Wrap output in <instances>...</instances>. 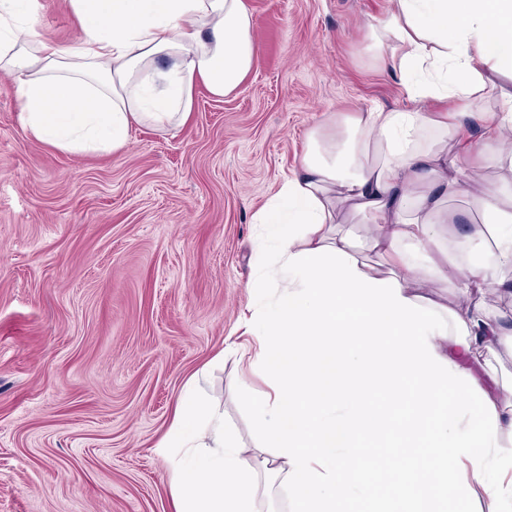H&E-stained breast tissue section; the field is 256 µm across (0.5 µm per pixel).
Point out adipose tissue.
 <instances>
[{
	"label": "adipose tissue",
	"mask_w": 512,
	"mask_h": 512,
	"mask_svg": "<svg viewBox=\"0 0 512 512\" xmlns=\"http://www.w3.org/2000/svg\"><path fill=\"white\" fill-rule=\"evenodd\" d=\"M79 36L41 40L38 0H0V71L18 84L21 120L70 154L122 149L131 127L185 124L197 85L224 97L258 65L246 0H70ZM364 51L396 75L412 106H373L313 127L298 170L254 216L269 230L250 285L275 288L252 315L273 363V396L255 402L265 447L288 463L295 512H512V381L495 377L512 329L490 320L487 288L512 268V0H391ZM429 99L452 113L428 112ZM455 150H448V143ZM499 168L486 185L461 161ZM478 188L485 220L464 243L448 307L424 289L447 278V201ZM379 223L357 250L341 216ZM403 399L395 419L373 389ZM156 452L171 462L170 512H253L261 461L241 456L197 379L185 385Z\"/></svg>",
	"instance_id": "1"
}]
</instances>
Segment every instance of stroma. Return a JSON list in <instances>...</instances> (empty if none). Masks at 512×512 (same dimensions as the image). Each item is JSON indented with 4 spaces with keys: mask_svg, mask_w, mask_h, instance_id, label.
Masks as SVG:
<instances>
[{
    "mask_svg": "<svg viewBox=\"0 0 512 512\" xmlns=\"http://www.w3.org/2000/svg\"><path fill=\"white\" fill-rule=\"evenodd\" d=\"M36 31L76 36L69 0H39ZM259 62L233 94L197 86L180 128L130 131L73 155L23 129L0 74V512H166L154 450L198 376L244 454L262 363L230 348L259 304L248 283L255 212L332 115L406 105L363 52L390 0H247ZM224 361H216L218 352ZM254 512H292L285 474L259 476Z\"/></svg>",
    "mask_w": 512,
    "mask_h": 512,
    "instance_id": "35a3bbf8",
    "label": "stroma"
}]
</instances>
